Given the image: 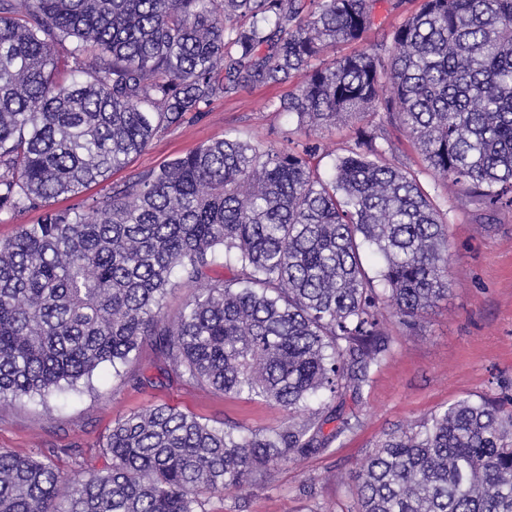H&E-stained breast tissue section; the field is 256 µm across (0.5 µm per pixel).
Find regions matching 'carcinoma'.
Returning a JSON list of instances; mask_svg holds the SVG:
<instances>
[{
	"label": "carcinoma",
	"mask_w": 512,
	"mask_h": 512,
	"mask_svg": "<svg viewBox=\"0 0 512 512\" xmlns=\"http://www.w3.org/2000/svg\"><path fill=\"white\" fill-rule=\"evenodd\" d=\"M375 2L0 0V213L44 211L0 241V401L91 390L149 337L163 374L288 414L260 431L149 406L114 422L111 463L78 478L0 452V512H207L355 427L325 408L369 384L387 318L410 327L448 297L447 214L377 132L327 178L318 143L224 138L83 210L51 202L200 105L296 78V131L383 113L435 176L511 206L512 0H423L391 48L324 59L372 28ZM355 482L356 512H512V408L463 398L399 427Z\"/></svg>",
	"instance_id": "carcinoma-1"
}]
</instances>
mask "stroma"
<instances>
[{"mask_svg":"<svg viewBox=\"0 0 512 512\" xmlns=\"http://www.w3.org/2000/svg\"><path fill=\"white\" fill-rule=\"evenodd\" d=\"M420 4L380 0L376 22L361 44L390 43L393 29ZM358 45H339L335 53H351ZM295 91V83L288 82L214 99L201 112L159 132L108 181L58 199L55 206L72 209L105 198L113 185L227 136L265 148H280L290 140L320 143L325 151L320 168L329 171L334 158L354 145L362 124L349 119L296 133V115L280 109ZM373 124L448 211V296L413 327L388 320L390 355L361 395H346L343 410L358 424L338 436L330 453L280 467L268 483L242 494L211 497L207 512H353L352 474L387 433L414 426L462 398L512 400V207L490 213L471 205L456 185H443L426 168L402 130L384 115H377ZM157 364L147 341L120 375L103 372L93 389L81 395H56L44 404L27 399L0 402V451L27 456L41 448L65 472L99 470L107 463L102 444L113 423L152 404L252 429L288 421L285 412L261 401L229 398L176 379L160 382Z\"/></svg>","mask_w":512,"mask_h":512,"instance_id":"obj_1","label":"stroma"}]
</instances>
